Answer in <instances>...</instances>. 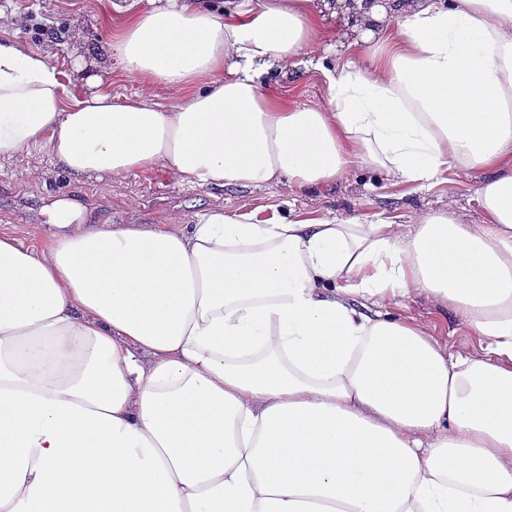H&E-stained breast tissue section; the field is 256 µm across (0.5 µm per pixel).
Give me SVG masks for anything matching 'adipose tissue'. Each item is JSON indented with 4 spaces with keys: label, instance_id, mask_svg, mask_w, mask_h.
<instances>
[{
    "label": "adipose tissue",
    "instance_id": "1",
    "mask_svg": "<svg viewBox=\"0 0 512 512\" xmlns=\"http://www.w3.org/2000/svg\"><path fill=\"white\" fill-rule=\"evenodd\" d=\"M328 8L113 0L104 53L146 89L121 101L82 41L78 95L0 42L2 159L303 192L457 166L483 213L93 224L59 198L49 246L0 233V512H512V0L371 7L337 68ZM288 59L328 108L265 93ZM423 293L481 352L379 311Z\"/></svg>",
    "mask_w": 512,
    "mask_h": 512
}]
</instances>
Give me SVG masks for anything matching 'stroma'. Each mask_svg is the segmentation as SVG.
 Wrapping results in <instances>:
<instances>
[{"mask_svg": "<svg viewBox=\"0 0 512 512\" xmlns=\"http://www.w3.org/2000/svg\"><path fill=\"white\" fill-rule=\"evenodd\" d=\"M11 7L17 12L13 35L32 47L50 50L64 71L70 68L66 49L50 45L59 32L76 27L87 45L94 47L106 42L118 26L108 0H41L34 7L28 0H13ZM269 92L310 107L328 105L319 79L300 67L285 68ZM26 168L39 169L41 178L22 177ZM474 184L471 173L451 168L439 175L431 188L419 190L412 184L388 183L379 172L356 165L343 179L323 187L313 203L284 180L224 189L181 185L159 166L137 175L78 179L61 169L48 153L33 151L0 159V232L27 245L46 243L49 229L44 210L62 196L78 203L88 221L107 224H164L176 214L190 218L211 209L246 213L267 223L282 217H307L314 207L320 215L343 222L365 223L378 214L407 224L415 213L450 206L462 223L477 224L481 213ZM386 310L391 317L425 326L443 347L476 352L484 344L482 337L464 327L458 314L437 306L426 295L391 303Z\"/></svg>", "mask_w": 512, "mask_h": 512, "instance_id": "stroma-1", "label": "stroma"}]
</instances>
